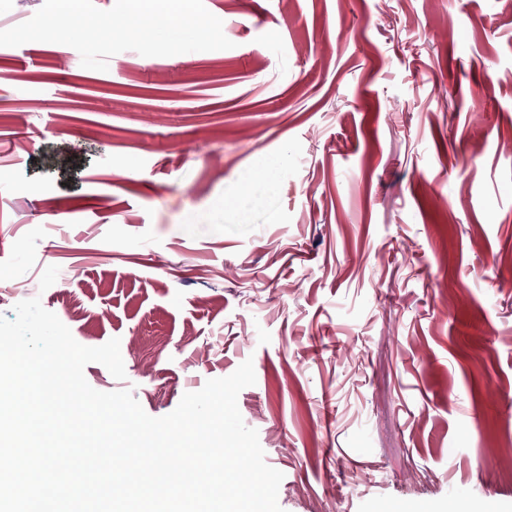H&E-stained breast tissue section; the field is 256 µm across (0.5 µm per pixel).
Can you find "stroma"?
<instances>
[{
	"mask_svg": "<svg viewBox=\"0 0 512 512\" xmlns=\"http://www.w3.org/2000/svg\"><path fill=\"white\" fill-rule=\"evenodd\" d=\"M204 4L232 48H11L0 279L154 417L252 360L283 512H512V0Z\"/></svg>",
	"mask_w": 512,
	"mask_h": 512,
	"instance_id": "1",
	"label": "stroma"
}]
</instances>
